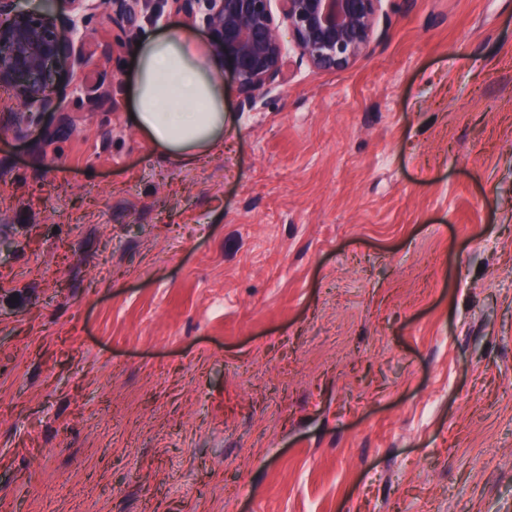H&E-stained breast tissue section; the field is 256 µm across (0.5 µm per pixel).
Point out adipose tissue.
<instances>
[{"label":"adipose tissue","mask_w":512,"mask_h":512,"mask_svg":"<svg viewBox=\"0 0 512 512\" xmlns=\"http://www.w3.org/2000/svg\"><path fill=\"white\" fill-rule=\"evenodd\" d=\"M189 32L146 34L133 60L130 124L166 155L192 162L224 143V81Z\"/></svg>","instance_id":"adipose-tissue-1"}]
</instances>
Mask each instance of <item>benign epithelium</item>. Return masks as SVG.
Instances as JSON below:
<instances>
[{"mask_svg":"<svg viewBox=\"0 0 512 512\" xmlns=\"http://www.w3.org/2000/svg\"><path fill=\"white\" fill-rule=\"evenodd\" d=\"M0 0V84L44 109H63L53 96L57 65L83 61L85 34L78 18L87 0H57V13L19 10ZM188 23L202 21L211 47L237 83L241 109L255 92L285 81L286 42L319 71L343 69L369 48L381 0H171Z\"/></svg>","mask_w":512,"mask_h":512,"instance_id":"1","label":"benign epithelium"}]
</instances>
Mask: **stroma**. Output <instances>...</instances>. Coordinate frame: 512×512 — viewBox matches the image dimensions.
Returning <instances> with one entry per match:
<instances>
[{
    "label": "stroma",
    "mask_w": 512,
    "mask_h": 512,
    "mask_svg": "<svg viewBox=\"0 0 512 512\" xmlns=\"http://www.w3.org/2000/svg\"><path fill=\"white\" fill-rule=\"evenodd\" d=\"M0 85V512H512V0H382L224 148L129 125L160 15Z\"/></svg>",
    "instance_id": "1"
}]
</instances>
